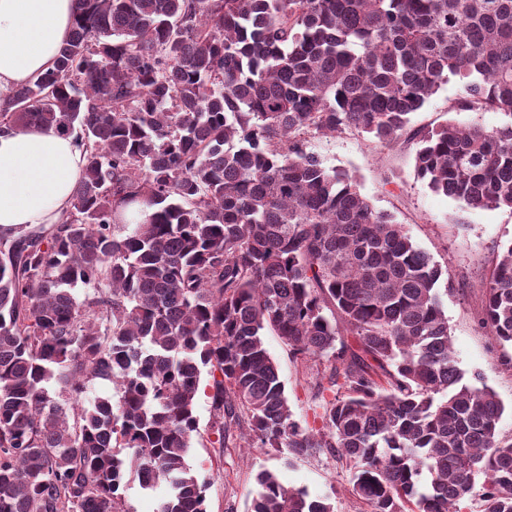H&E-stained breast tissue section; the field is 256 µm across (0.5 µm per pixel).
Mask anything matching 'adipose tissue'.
Returning <instances> with one entry per match:
<instances>
[{"label": "adipose tissue", "instance_id": "ef3b65f1", "mask_svg": "<svg viewBox=\"0 0 512 512\" xmlns=\"http://www.w3.org/2000/svg\"><path fill=\"white\" fill-rule=\"evenodd\" d=\"M75 11V0H0V107L52 68ZM83 167L73 136L44 128L0 132V231L59 223Z\"/></svg>", "mask_w": 512, "mask_h": 512}]
</instances>
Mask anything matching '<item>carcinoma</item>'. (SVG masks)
I'll list each match as a JSON object with an SVG mask.
<instances>
[{"instance_id":"1","label":"carcinoma","mask_w":512,"mask_h":512,"mask_svg":"<svg viewBox=\"0 0 512 512\" xmlns=\"http://www.w3.org/2000/svg\"><path fill=\"white\" fill-rule=\"evenodd\" d=\"M453 78L459 110L512 118V0H77L0 111L85 153L62 223L0 235V512H129L130 476L169 485L160 512H207L204 373L221 448H328L370 512H512L504 407L459 366L441 266L306 146H389ZM414 137L431 191L512 210V122ZM482 323L512 346V244ZM268 331L311 371L319 428L293 420ZM257 484L251 512H335Z\"/></svg>"}]
</instances>
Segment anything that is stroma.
Masks as SVG:
<instances>
[{
  "mask_svg": "<svg viewBox=\"0 0 512 512\" xmlns=\"http://www.w3.org/2000/svg\"><path fill=\"white\" fill-rule=\"evenodd\" d=\"M463 93L462 83L450 80L413 115L412 128L431 129L451 120L488 128L505 123L499 112L454 111ZM307 148L326 167L354 173L362 193L375 207L393 214L415 243L442 266L454 285L443 302L459 365L478 374L479 385L497 394L505 407L499 437L511 443L512 349L494 340L481 323V312L492 263L498 252L512 244V210L471 209L432 192L415 173L417 144L412 140L384 147L348 131L309 138ZM265 343L279 366L294 420L304 426L312 424L313 380L308 368L293 358L286 342L275 333H267ZM209 394V385H201L195 406L198 428L187 457L190 468L206 484L207 512H250L256 475L264 469L274 471L284 485L330 497L336 512H360L348 471L329 451L289 460L266 448L245 452L214 445Z\"/></svg>",
  "mask_w": 512,
  "mask_h": 512,
  "instance_id": "1",
  "label": "stroma"
}]
</instances>
